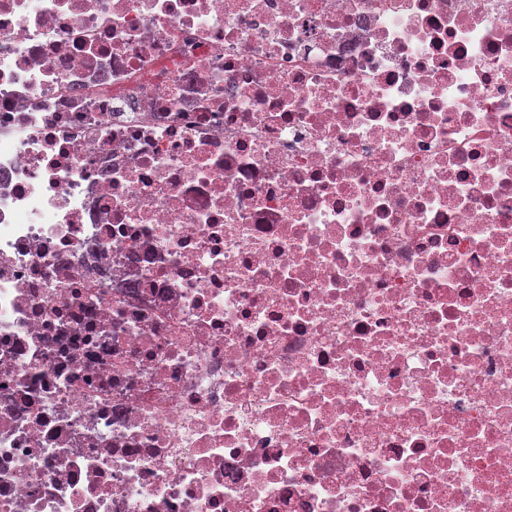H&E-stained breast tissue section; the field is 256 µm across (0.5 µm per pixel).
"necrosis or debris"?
I'll use <instances>...</instances> for the list:
<instances>
[{
  "label": "necrosis or debris",
  "instance_id": "necrosis-or-debris-1",
  "mask_svg": "<svg viewBox=\"0 0 512 512\" xmlns=\"http://www.w3.org/2000/svg\"><path fill=\"white\" fill-rule=\"evenodd\" d=\"M0 512H512V0H0Z\"/></svg>",
  "mask_w": 512,
  "mask_h": 512
}]
</instances>
